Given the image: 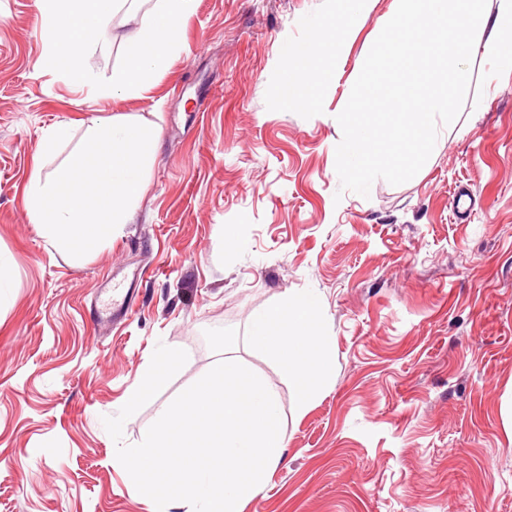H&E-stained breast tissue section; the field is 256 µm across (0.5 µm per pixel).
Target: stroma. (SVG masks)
<instances>
[{
	"instance_id": "35a3bbf8",
	"label": "stroma",
	"mask_w": 512,
	"mask_h": 512,
	"mask_svg": "<svg viewBox=\"0 0 512 512\" xmlns=\"http://www.w3.org/2000/svg\"><path fill=\"white\" fill-rule=\"evenodd\" d=\"M391 4L343 34V69L309 112L283 93L284 49L342 0H197L150 97L114 99L47 67L37 0H0V265L16 281L0 311V512H156L102 419L160 343L188 360L124 444L227 357L278 394L287 449L242 512H512V73L468 91L410 181L342 191L336 110ZM116 114L157 129L158 155L130 223L75 258L41 236L24 189ZM61 122L69 138L37 157ZM116 288L120 321L101 315ZM298 294L335 364L302 413L254 342L257 315Z\"/></svg>"
}]
</instances>
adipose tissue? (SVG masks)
<instances>
[{"mask_svg":"<svg viewBox=\"0 0 512 512\" xmlns=\"http://www.w3.org/2000/svg\"><path fill=\"white\" fill-rule=\"evenodd\" d=\"M305 26L310 36L308 45L286 50L297 64L288 70L285 94L303 109L317 112L321 100L311 88L334 61L329 49L336 44L337 29L327 18L316 15L307 17ZM318 317L314 297L288 295L256 322L258 345L285 376L295 381L302 411L320 396L333 371L330 339L321 330Z\"/></svg>","mask_w":512,"mask_h":512,"instance_id":"ef3b65f1","label":"adipose tissue"}]
</instances>
